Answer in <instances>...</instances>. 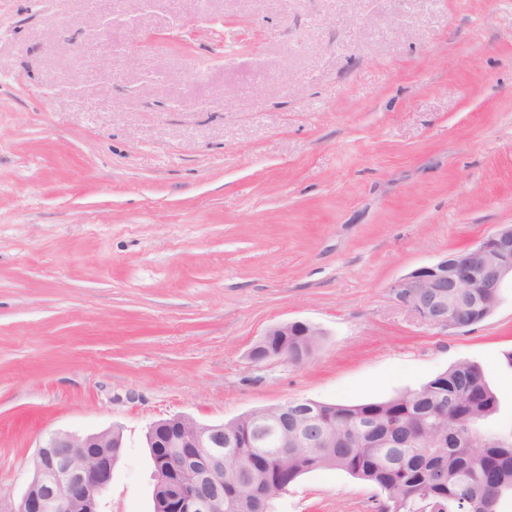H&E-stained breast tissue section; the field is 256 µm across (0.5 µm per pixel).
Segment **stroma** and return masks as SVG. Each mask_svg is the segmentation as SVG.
Listing matches in <instances>:
<instances>
[{
	"label": "stroma",
	"mask_w": 512,
	"mask_h": 512,
	"mask_svg": "<svg viewBox=\"0 0 512 512\" xmlns=\"http://www.w3.org/2000/svg\"><path fill=\"white\" fill-rule=\"evenodd\" d=\"M138 2L0 0V496L51 433L116 429L98 512H154L156 421L385 401L461 360L512 434V282L459 332L392 293L512 225V0ZM109 9L118 70L84 45ZM295 320L312 357L251 360ZM378 497L322 470L271 512Z\"/></svg>",
	"instance_id": "stroma-1"
}]
</instances>
